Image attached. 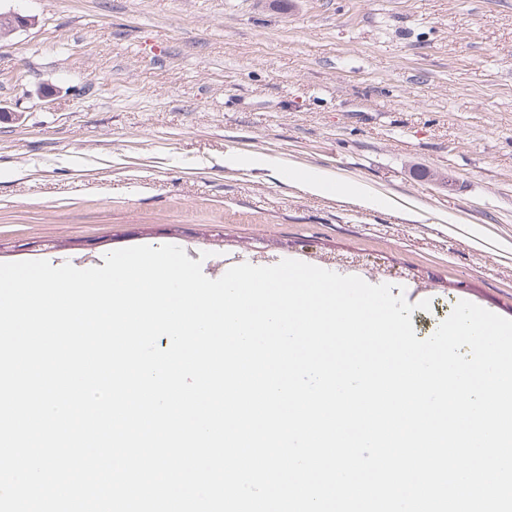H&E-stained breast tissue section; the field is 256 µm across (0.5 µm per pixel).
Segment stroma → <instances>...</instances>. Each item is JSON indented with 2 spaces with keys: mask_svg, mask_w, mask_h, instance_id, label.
<instances>
[{
  "mask_svg": "<svg viewBox=\"0 0 512 512\" xmlns=\"http://www.w3.org/2000/svg\"><path fill=\"white\" fill-rule=\"evenodd\" d=\"M0 263L183 243L512 319V0H0ZM235 155L241 162L224 163ZM299 172L374 206L315 196Z\"/></svg>",
  "mask_w": 512,
  "mask_h": 512,
  "instance_id": "obj_1",
  "label": "stroma"
}]
</instances>
